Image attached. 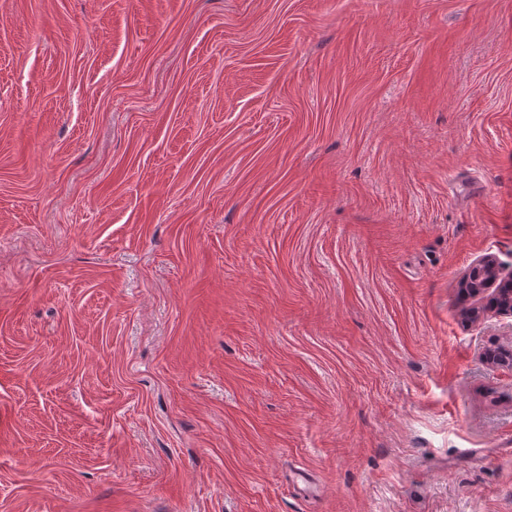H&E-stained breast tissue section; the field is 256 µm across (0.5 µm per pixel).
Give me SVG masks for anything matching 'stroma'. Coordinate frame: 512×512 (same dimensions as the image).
<instances>
[{
	"instance_id": "obj_1",
	"label": "stroma",
	"mask_w": 512,
	"mask_h": 512,
	"mask_svg": "<svg viewBox=\"0 0 512 512\" xmlns=\"http://www.w3.org/2000/svg\"><path fill=\"white\" fill-rule=\"evenodd\" d=\"M512 0H0V512H512ZM474 275L483 278V288H481L480 282L470 281V278ZM462 282H469L466 288H479L471 293L472 297H477L488 288L496 285L489 301V307L499 315H512V278L499 280L496 265L492 258L484 257L477 261Z\"/></svg>"
}]
</instances>
